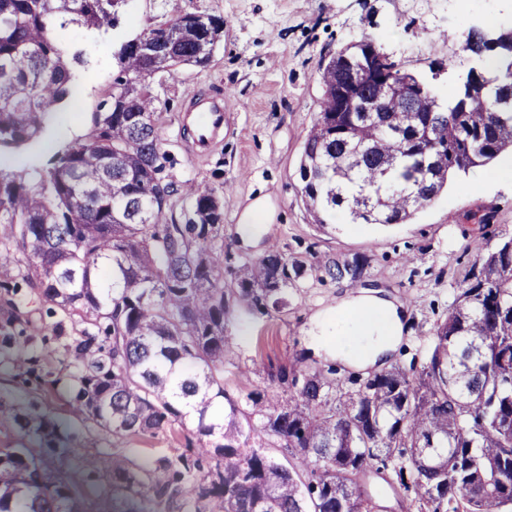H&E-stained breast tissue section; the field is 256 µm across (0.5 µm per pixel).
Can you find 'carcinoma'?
Segmentation results:
<instances>
[{
    "mask_svg": "<svg viewBox=\"0 0 512 512\" xmlns=\"http://www.w3.org/2000/svg\"><path fill=\"white\" fill-rule=\"evenodd\" d=\"M126 0H0V154L38 142L78 94L63 57L71 26L106 30ZM467 32L480 59L444 102L401 62L350 91L366 35L323 59L319 112L303 146L301 194L316 224L346 212L352 224H403L455 175L512 151V26ZM141 34L172 46L157 58L134 37L118 55L112 91L83 138L46 161L0 166V290L13 309L17 281L64 314L103 332L66 345L78 368L72 413L115 437L154 436L193 417L180 453L129 468L97 456L126 512H371L372 474L416 512H512V236L476 246L453 287L424 362L354 380L332 368L280 372L286 396L224 389V214L218 190L164 180L159 113L146 80L182 65L204 68L224 40V18L189 13ZM506 60L493 72L485 55ZM435 144L427 154L417 144ZM181 195L192 217L174 216ZM240 295L262 310L300 276L272 248L244 264ZM325 273L357 281L359 260L325 257ZM260 426L245 428L253 418ZM24 426L52 447L59 425L32 414ZM283 448L281 462L269 452ZM78 491L28 448L0 454V512H77Z\"/></svg>",
    "mask_w": 512,
    "mask_h": 512,
    "instance_id": "cac0c4a2",
    "label": "carcinoma"
}]
</instances>
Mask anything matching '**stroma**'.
I'll return each mask as SVG.
<instances>
[{
    "instance_id": "1",
    "label": "stroma",
    "mask_w": 512,
    "mask_h": 512,
    "mask_svg": "<svg viewBox=\"0 0 512 512\" xmlns=\"http://www.w3.org/2000/svg\"><path fill=\"white\" fill-rule=\"evenodd\" d=\"M187 13L224 19V40L207 67H178L154 77L150 89L161 114L167 173L176 185L207 184L220 189L224 249L254 260L270 248L303 262V274L289 283L283 306L252 312L238 296L228 298L224 333V387L231 396L258 385L282 393L277 376L303 362L334 368L337 379L366 377L384 367H409L418 340L430 336L452 302L451 286L470 265V248L480 239L477 220L495 219L491 236L512 235V185L488 179L479 167L448 182L447 191L407 224H350L344 215L324 226L313 223L302 201L299 166L303 143L318 111L322 58L369 34L410 71L435 76L439 97H447L471 66L459 34L472 24H512V0H128L120 23L91 33L66 31L63 53L82 52L81 91L73 106L55 113L48 132L31 148L0 156V164L21 169L46 160L84 136L92 112L106 98L117 73L115 54L142 29L159 27ZM224 95V132L198 149L181 128L182 111L198 92ZM260 205L264 222L245 235L240 220ZM365 259L358 281L334 280L318 270L320 258ZM22 319L0 300V328L16 345H0V448L40 449L38 439L12 421L16 412L53 418L63 437L44 455L48 470L68 477L79 494V512H120L123 503L102 478L88 473L84 457L110 453L132 467L182 450L193 424L152 437H113L71 415L73 365L64 347L85 327L79 316L51 311L37 292L19 290ZM370 294L393 303L404 324L395 351L373 363L336 358L335 341L309 340L320 316L335 313L343 300Z\"/></svg>"
}]
</instances>
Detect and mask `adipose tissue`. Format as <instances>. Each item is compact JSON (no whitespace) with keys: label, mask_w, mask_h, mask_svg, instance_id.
I'll return each mask as SVG.
<instances>
[{"label":"adipose tissue","mask_w":512,"mask_h":512,"mask_svg":"<svg viewBox=\"0 0 512 512\" xmlns=\"http://www.w3.org/2000/svg\"><path fill=\"white\" fill-rule=\"evenodd\" d=\"M350 319H337V335L346 337L345 352L372 362L395 345L403 324L397 308L384 299L369 296L350 302Z\"/></svg>","instance_id":"adipose-tissue-1"}]
</instances>
